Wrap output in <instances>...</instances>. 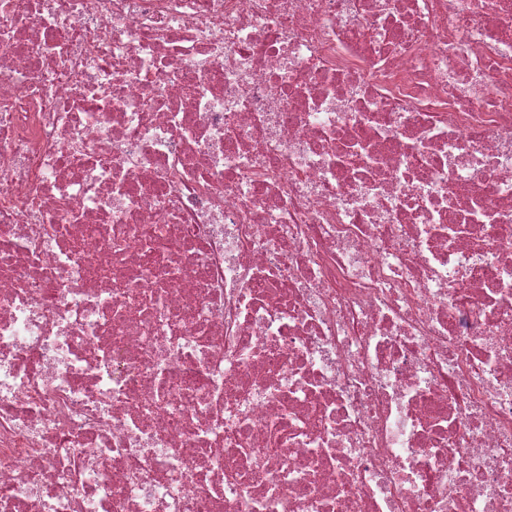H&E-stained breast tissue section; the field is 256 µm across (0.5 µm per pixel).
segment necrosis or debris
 <instances>
[{
	"instance_id": "obj_1",
	"label": "necrosis or debris",
	"mask_w": 512,
	"mask_h": 512,
	"mask_svg": "<svg viewBox=\"0 0 512 512\" xmlns=\"http://www.w3.org/2000/svg\"><path fill=\"white\" fill-rule=\"evenodd\" d=\"M0 512H512V0H0Z\"/></svg>"
}]
</instances>
